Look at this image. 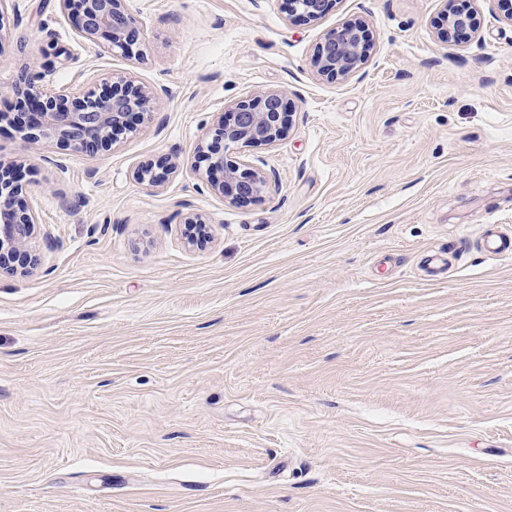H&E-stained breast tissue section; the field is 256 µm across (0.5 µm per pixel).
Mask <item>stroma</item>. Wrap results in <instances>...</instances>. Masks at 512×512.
Segmentation results:
<instances>
[{"instance_id":"35a3bbf8","label":"stroma","mask_w":512,"mask_h":512,"mask_svg":"<svg viewBox=\"0 0 512 512\" xmlns=\"http://www.w3.org/2000/svg\"><path fill=\"white\" fill-rule=\"evenodd\" d=\"M456 3L475 34L440 36L445 0H127L140 57L59 0L0 18V81L160 90L92 156L0 123L41 217L39 269L0 275V512H512V257L480 248L512 232V0ZM358 22L363 69L321 77ZM265 90L291 124L225 149L273 176L233 205L196 149ZM333 0H288V12L296 18L316 21L328 12ZM369 55L364 27L351 25L330 33L319 44L315 64L321 76L329 80L346 78L359 72ZM175 167V162L169 157L148 160L139 168L137 178L142 183L147 182L150 187L159 188L163 186Z\"/></svg>"}]
</instances>
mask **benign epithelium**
<instances>
[{
    "label": "benign epithelium",
    "mask_w": 512,
    "mask_h": 512,
    "mask_svg": "<svg viewBox=\"0 0 512 512\" xmlns=\"http://www.w3.org/2000/svg\"><path fill=\"white\" fill-rule=\"evenodd\" d=\"M333 0H288L290 15L316 21L328 12ZM61 11L76 18L77 31L97 50L118 49L140 55L145 45L142 23L126 7L125 0H59ZM447 30L466 33L473 27L472 13L449 6ZM369 55L364 27L351 25L330 33L319 44L315 64L321 76L336 80L359 72ZM151 92L133 80L118 76L100 93L68 96L44 89L40 76L27 70L18 81L0 84V97L12 101L13 110L26 115L31 143L65 145L76 153L94 154L112 145L115 136L134 130V118L142 113ZM290 121L285 93L264 91L238 101L216 129L224 145H273L286 132ZM207 162L206 177L211 189L229 202L243 205L262 197L270 177L248 164L224 160L219 151L200 150ZM16 160H0V214L8 223L0 225V273L23 274L35 270L39 255L31 246L38 213L18 192ZM176 164L169 157L145 162L137 178L149 186H163ZM185 235L191 243L206 238L205 218L190 212L184 217Z\"/></svg>",
    "instance_id": "1"
}]
</instances>
